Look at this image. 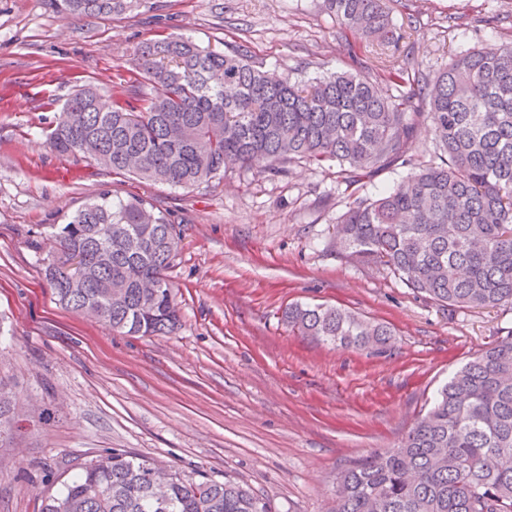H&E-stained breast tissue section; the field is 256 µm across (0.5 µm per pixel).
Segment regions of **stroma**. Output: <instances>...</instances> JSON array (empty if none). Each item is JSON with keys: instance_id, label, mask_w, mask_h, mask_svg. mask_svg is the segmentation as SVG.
Wrapping results in <instances>:
<instances>
[{"instance_id": "stroma-1", "label": "stroma", "mask_w": 512, "mask_h": 512, "mask_svg": "<svg viewBox=\"0 0 512 512\" xmlns=\"http://www.w3.org/2000/svg\"><path fill=\"white\" fill-rule=\"evenodd\" d=\"M383 3L404 35L389 47L345 36L324 0H152L75 21L43 0H0V382L16 395L0 430V512H41L45 490L106 448L233 478L276 512H327L340 470L397 447L437 389L512 329V305L448 310L330 244L356 197L436 161L429 122L412 164L360 189L327 161L265 176L238 169L187 192L49 145L72 89L135 100L134 48L170 34L309 79L373 74L383 58L432 75L462 50L512 41V0ZM103 190L150 200L180 232L172 335L128 336L54 300L41 263L52 244L38 231ZM296 303L350 311L392 336L378 352L298 336L284 320Z\"/></svg>"}]
</instances>
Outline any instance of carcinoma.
<instances>
[{
  "label": "carcinoma",
  "instance_id": "obj_1",
  "mask_svg": "<svg viewBox=\"0 0 512 512\" xmlns=\"http://www.w3.org/2000/svg\"><path fill=\"white\" fill-rule=\"evenodd\" d=\"M65 20L111 17L149 0H46ZM354 38H402L382 0H324ZM133 63L143 104L91 85L64 102L49 144L115 173L194 190L236 168L259 176L285 165H345L354 186L407 160L429 118L444 157L376 198H357L333 245L450 309L512 305V42L461 51L433 76L407 64L378 75L411 86L382 96L369 74L307 80L271 72L235 51L168 35L140 43ZM42 259L58 303L131 336L180 326L169 270L179 234L145 198L103 190L62 224L46 225ZM88 259L76 280L72 258ZM284 318L299 335L342 349L383 346V324L323 305ZM42 512H273L231 478H190L162 461L107 448L43 498ZM331 512H512V334L455 371L401 444L351 462L336 477Z\"/></svg>",
  "mask_w": 512,
  "mask_h": 512
}]
</instances>
